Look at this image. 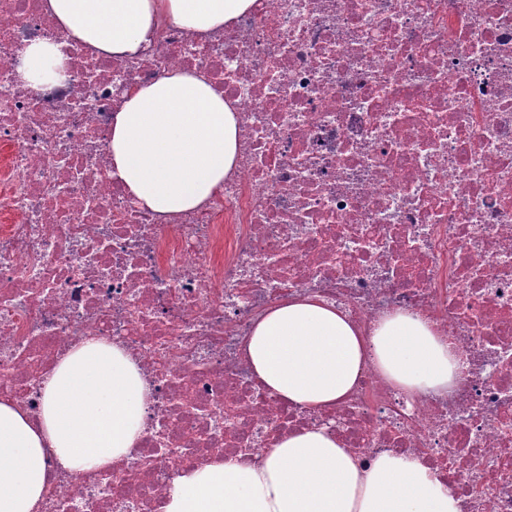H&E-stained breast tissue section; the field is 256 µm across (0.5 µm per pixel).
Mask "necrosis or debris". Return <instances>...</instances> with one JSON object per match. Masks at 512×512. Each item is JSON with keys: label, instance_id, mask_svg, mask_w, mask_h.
Segmentation results:
<instances>
[{"label": "necrosis or debris", "instance_id": "4bbe7bcc", "mask_svg": "<svg viewBox=\"0 0 512 512\" xmlns=\"http://www.w3.org/2000/svg\"><path fill=\"white\" fill-rule=\"evenodd\" d=\"M47 38L64 80L22 81ZM174 71L223 95L241 148L217 194L159 215L111 177L109 142L126 93ZM302 295L366 337L425 318L455 386L405 394L370 364L333 422L284 404L244 349ZM89 336L138 362L146 429L110 469L52 476L38 512H159L182 472L327 424L361 467L408 455L460 512H512V0H256L209 33L165 17L123 58L71 41L44 0H0V397L37 415Z\"/></svg>", "mask_w": 512, "mask_h": 512}]
</instances>
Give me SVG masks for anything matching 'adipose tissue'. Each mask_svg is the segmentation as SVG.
Instances as JSON below:
<instances>
[{
  "label": "adipose tissue",
  "mask_w": 512,
  "mask_h": 512,
  "mask_svg": "<svg viewBox=\"0 0 512 512\" xmlns=\"http://www.w3.org/2000/svg\"><path fill=\"white\" fill-rule=\"evenodd\" d=\"M255 0H47L70 36L93 52L133 56L158 18L201 33L222 29ZM60 44L24 51L22 80L60 77ZM238 124L201 77L174 72L132 89L112 126L111 176L160 215L192 211L232 170ZM259 385L281 401L331 411L346 401L367 362L408 393L445 392L457 362L447 341L399 312L361 337L338 308L300 297L270 309L245 346ZM151 388L120 345L88 337L68 351L42 386L37 418L0 399V512H37L50 472L78 474L126 457L145 428ZM162 512H460L450 486L419 460L379 455L359 466L327 429L278 437L261 465L216 456L183 472Z\"/></svg>",
  "instance_id": "1"
}]
</instances>
